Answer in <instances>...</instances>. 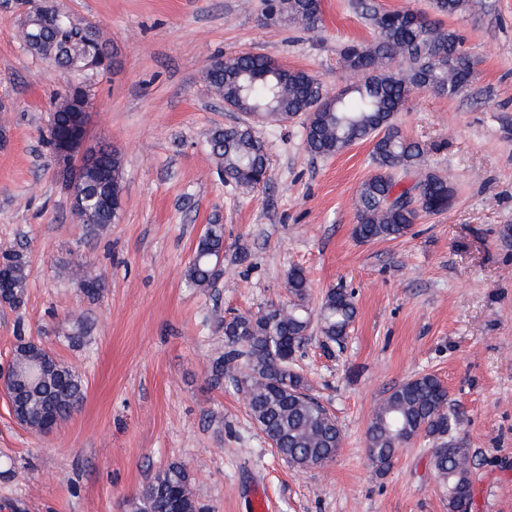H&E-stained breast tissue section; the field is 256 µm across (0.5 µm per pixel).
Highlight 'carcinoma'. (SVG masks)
<instances>
[{
	"mask_svg": "<svg viewBox=\"0 0 512 512\" xmlns=\"http://www.w3.org/2000/svg\"><path fill=\"white\" fill-rule=\"evenodd\" d=\"M265 16L284 19L308 30L323 22L321 0H265ZM469 0H433L436 13L455 15ZM41 11L18 24V36L34 56L55 59L57 66L81 63L90 52L106 50L100 28L69 16L54 19L55 0H41ZM351 7L373 29L368 43L346 45L344 67L362 73L359 84L348 86L332 106L320 94L321 84L304 70L285 69L262 53L217 57L207 65L205 79L214 93L241 112H257L272 126L305 116V144L310 154L338 155L350 146L374 142L373 173L358 190L357 224L353 235L362 241L395 240L408 234L422 214L444 212L441 202L448 181L429 172L408 187L396 179L413 169L423 147L406 137L393 123L417 89L453 96L473 78V59L460 46L459 36L435 20L410 10H384L375 0H352ZM404 60L406 69L393 61ZM76 112L64 94L57 98L45 144L73 126ZM209 155L224 169V177L244 189H254L267 158L255 129L229 126L214 130L207 142ZM112 163L114 199L123 192L122 162L108 147L101 148ZM81 222L100 232L113 223V213L93 208ZM224 251V228L212 224L199 239L184 272L189 288H205L215 277L216 262ZM0 258L13 271L14 285L3 304L18 308L26 300L30 266L19 250H4ZM286 288L291 300L257 314L224 320V354L210 366L219 383L224 372L240 374L237 386L246 395L248 415L276 453L294 468L322 467L332 462L342 444L335 419L308 393L307 383L294 367L296 351L307 339L312 318L326 344H341L357 315L354 294L331 288L317 311L306 304L309 280L295 267L288 271ZM18 344L11 371V411L24 428L40 433L46 401L55 404L57 421L68 419L85 397L82 377L41 343L25 338L17 328ZM448 393L440 379L420 375L394 387L373 414L366 429L368 459L380 472L388 471L398 451L424 435L436 440L431 466L448 500V512H468L472 501L470 450L450 432L456 417L447 409ZM201 512L190 476L179 463L158 472L137 495L124 501V512Z\"/></svg>",
	"mask_w": 512,
	"mask_h": 512,
	"instance_id": "obj_1",
	"label": "carcinoma"
}]
</instances>
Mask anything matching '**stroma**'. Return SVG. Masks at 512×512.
<instances>
[{
  "instance_id": "35a3bbf8",
  "label": "stroma",
  "mask_w": 512,
  "mask_h": 512,
  "mask_svg": "<svg viewBox=\"0 0 512 512\" xmlns=\"http://www.w3.org/2000/svg\"><path fill=\"white\" fill-rule=\"evenodd\" d=\"M98 24L115 65L92 80V143L123 164L118 223L98 235L72 218L41 140L59 93L79 83L26 51L16 25L26 0H0V251L24 250V305H0V365L17 330L84 379L82 407L47 436L30 432L0 396V512H123L170 463L188 471L206 512H448L422 436L378 472L366 428L390 389L432 374L471 453V512H512V0H481L443 27L477 62L459 94L413 93L395 122L425 147L423 168L453 187L452 205L422 215L405 237L352 234L371 143L323 158L303 119L263 131L267 184L238 188L205 144L239 121L204 80L210 58L260 52L312 73L334 93L352 81L345 43L373 31L349 0H322L314 33L262 15V0H57ZM224 227V258L207 288L185 268L207 227ZM94 265L97 299L72 271ZM309 304L354 289L357 317L341 345L311 336L296 369L335 417L342 445L329 465L298 470L269 447L225 374V317L289 301L291 267ZM88 330L69 340L74 321Z\"/></svg>"
}]
</instances>
